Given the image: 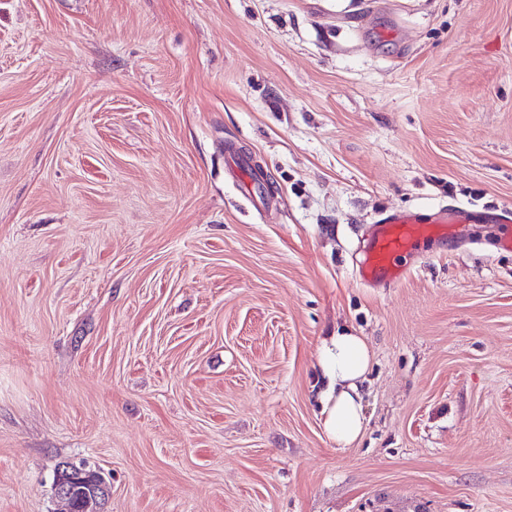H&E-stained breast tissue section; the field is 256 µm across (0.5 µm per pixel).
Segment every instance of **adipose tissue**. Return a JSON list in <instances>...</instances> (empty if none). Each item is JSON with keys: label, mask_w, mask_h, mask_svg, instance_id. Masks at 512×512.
Returning <instances> with one entry per match:
<instances>
[{"label": "adipose tissue", "mask_w": 512, "mask_h": 512, "mask_svg": "<svg viewBox=\"0 0 512 512\" xmlns=\"http://www.w3.org/2000/svg\"><path fill=\"white\" fill-rule=\"evenodd\" d=\"M317 361L327 380L321 396L325 429L338 447H349L365 423L361 385L369 368L368 346L362 337L340 329L320 340Z\"/></svg>", "instance_id": "obj_1"}]
</instances>
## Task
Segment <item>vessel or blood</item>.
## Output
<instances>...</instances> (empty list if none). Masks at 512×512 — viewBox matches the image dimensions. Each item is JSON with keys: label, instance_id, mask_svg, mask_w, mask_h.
<instances>
[{"label": "vessel or blood", "instance_id": "1", "mask_svg": "<svg viewBox=\"0 0 512 512\" xmlns=\"http://www.w3.org/2000/svg\"><path fill=\"white\" fill-rule=\"evenodd\" d=\"M471 216V211L462 207L440 209L428 222L422 221L419 214L413 211L385 215L376 224L365 251L358 272L360 281L367 286L401 283L410 272L401 259L412 251L419 240L462 238L464 226L470 223Z\"/></svg>", "mask_w": 512, "mask_h": 512}]
</instances>
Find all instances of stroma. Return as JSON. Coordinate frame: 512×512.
Instances as JSON below:
<instances>
[{"instance_id": "obj_1", "label": "stroma", "mask_w": 512, "mask_h": 512, "mask_svg": "<svg viewBox=\"0 0 512 512\" xmlns=\"http://www.w3.org/2000/svg\"><path fill=\"white\" fill-rule=\"evenodd\" d=\"M509 204L512 0H0V512L63 461L99 512H512ZM452 205L360 283L384 214ZM472 212L457 207L441 208L433 220L423 222L413 211H398L382 217L365 250L358 276L367 286L398 285L410 273V268L400 262L415 244L425 238L460 239L465 224H471ZM317 361L327 379L321 395L325 429L339 449H345L357 441L365 423L361 385L369 368V349L361 336L337 329L335 336L320 340Z\"/></svg>"}]
</instances>
